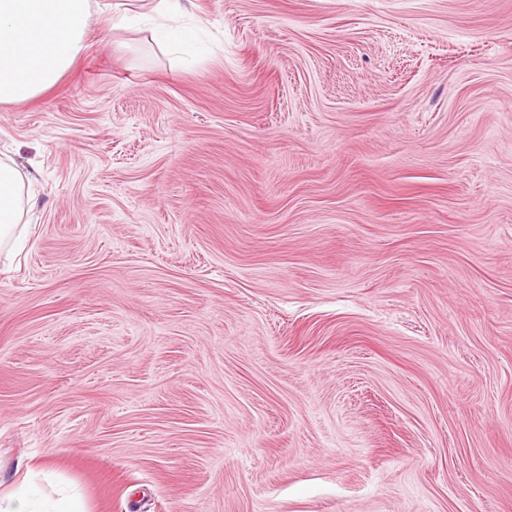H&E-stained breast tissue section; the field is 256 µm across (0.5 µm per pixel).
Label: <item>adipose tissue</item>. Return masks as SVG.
I'll return each mask as SVG.
<instances>
[{
  "label": "adipose tissue",
  "mask_w": 512,
  "mask_h": 512,
  "mask_svg": "<svg viewBox=\"0 0 512 512\" xmlns=\"http://www.w3.org/2000/svg\"><path fill=\"white\" fill-rule=\"evenodd\" d=\"M90 0H0V105L25 103L54 87L82 55ZM31 177L0 159V248L26 233Z\"/></svg>",
  "instance_id": "adipose-tissue-1"
}]
</instances>
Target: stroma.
<instances>
[{"label": "stroma", "mask_w": 512, "mask_h": 512, "mask_svg": "<svg viewBox=\"0 0 512 512\" xmlns=\"http://www.w3.org/2000/svg\"><path fill=\"white\" fill-rule=\"evenodd\" d=\"M91 0L0 106V480L86 512H512V0ZM31 176L12 162L0 159V248L12 247L26 234L23 218L34 210L36 195L31 192Z\"/></svg>", "instance_id": "obj_1"}]
</instances>
